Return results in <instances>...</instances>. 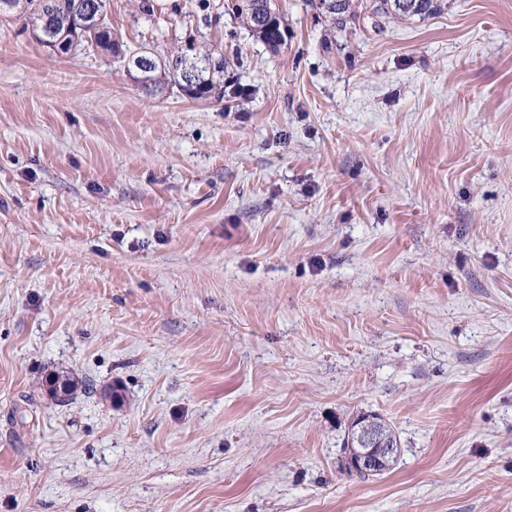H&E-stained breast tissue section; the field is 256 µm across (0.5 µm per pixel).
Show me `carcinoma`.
Returning a JSON list of instances; mask_svg holds the SVG:
<instances>
[{
  "label": "carcinoma",
  "instance_id": "1",
  "mask_svg": "<svg viewBox=\"0 0 512 512\" xmlns=\"http://www.w3.org/2000/svg\"><path fill=\"white\" fill-rule=\"evenodd\" d=\"M74 0H16V11L25 15L29 25L37 27L42 19L43 5L53 6V23L56 30L66 28ZM362 13L354 10L352 0H331V6L324 9L334 25L353 23L365 15L374 19V25L391 18L408 19L418 16L424 18L441 10L439 0H361ZM233 17L242 20L249 31L263 43L276 50L285 42L286 28L283 10L279 0H240L232 9ZM210 55L195 47L186 52L181 50L168 57H154L155 64L151 71L153 84H167L177 88L187 96L195 99L224 96V71H196L199 60Z\"/></svg>",
  "mask_w": 512,
  "mask_h": 512
}]
</instances>
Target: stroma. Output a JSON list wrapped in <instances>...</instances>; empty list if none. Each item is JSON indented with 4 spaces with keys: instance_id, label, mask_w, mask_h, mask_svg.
Listing matches in <instances>:
<instances>
[{
    "instance_id": "stroma-1",
    "label": "stroma",
    "mask_w": 512,
    "mask_h": 512,
    "mask_svg": "<svg viewBox=\"0 0 512 512\" xmlns=\"http://www.w3.org/2000/svg\"><path fill=\"white\" fill-rule=\"evenodd\" d=\"M151 2L121 59L0 20V512H512V0ZM190 37L223 98L129 77ZM255 2H261L268 7L269 12L266 11L263 21L258 18L259 10L254 9ZM224 9L227 11L226 6ZM231 10L227 11L228 14H232L235 19L240 18L248 30L270 48L277 50L285 42L286 28L279 0H241L237 7ZM321 6L326 7L329 2L320 0ZM331 6L326 7L323 11L329 17L336 27L343 26L347 22L354 23L356 19H360L362 11L363 16L374 19L375 27H381L383 21L391 18L408 19L418 16L420 19L426 16L436 14L441 10L439 0H361L358 1L357 7H361L362 11L357 13L352 4V0H329ZM370 419L373 420V425L377 427L379 434L383 438L368 437L367 445L369 448H363L365 443L362 435H355V433H349L344 443V451H349L345 454L343 460L344 469L351 473H378L387 470L390 467V461L396 452V448H399V441L396 433L392 427L382 418L376 415H369ZM395 448H392L393 446ZM361 477H368L370 474H357Z\"/></svg>"
}]
</instances>
